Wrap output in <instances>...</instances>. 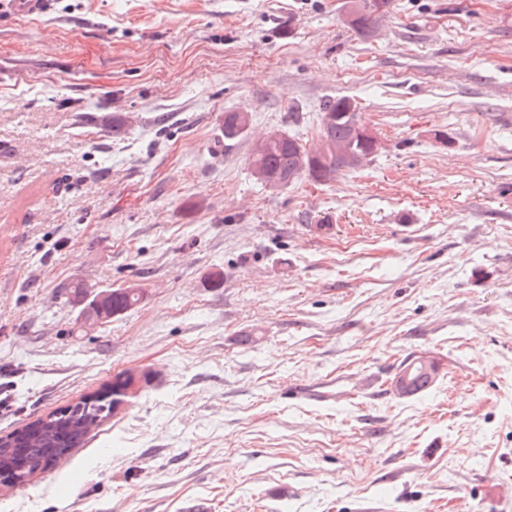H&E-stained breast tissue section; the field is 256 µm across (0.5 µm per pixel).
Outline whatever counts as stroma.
Wrapping results in <instances>:
<instances>
[{
  "label": "stroma",
  "mask_w": 512,
  "mask_h": 512,
  "mask_svg": "<svg viewBox=\"0 0 512 512\" xmlns=\"http://www.w3.org/2000/svg\"><path fill=\"white\" fill-rule=\"evenodd\" d=\"M349 7L0 6V437L142 374L0 512H512V0H392L368 38ZM342 96L376 155L254 179ZM77 282L143 299L88 331ZM10 11L17 15L42 16L49 12L52 0H6ZM419 359L416 363V357L412 356L407 359L400 367L398 372H396L394 376V380L391 381V391L399 394L405 395L406 385H407V377L405 375L404 370L408 371V391L406 396H415L418 395L428 389H430L436 382L438 377V373L434 372L432 375L425 372L430 371L431 369H437L436 361L427 354H422L418 356ZM422 364V366L420 364ZM402 372V373H401Z\"/></svg>",
  "instance_id": "obj_1"
}]
</instances>
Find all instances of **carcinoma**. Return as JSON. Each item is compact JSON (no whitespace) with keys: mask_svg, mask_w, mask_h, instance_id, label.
<instances>
[{"mask_svg":"<svg viewBox=\"0 0 512 512\" xmlns=\"http://www.w3.org/2000/svg\"><path fill=\"white\" fill-rule=\"evenodd\" d=\"M355 6L358 9V17L350 22V26L359 34L368 36L374 31L377 19L386 14L389 0H357ZM347 101L346 97L328 98L323 101L321 134L348 151L362 153L365 146L355 133V128L361 120L358 113L343 111ZM241 134L243 130L240 113H225L224 139L233 140ZM302 148L304 145L283 132L268 140L262 151L252 153L250 166L253 169H261L267 180L272 183H286L290 176L295 182L304 176L317 180L325 172L334 176L343 171L340 160L332 151L321 154L322 161L319 162L318 168H310L305 172L298 171V150ZM404 370L408 371L409 397L430 389L438 377L436 372H425L422 366L416 363L414 356L399 367V371ZM126 382L127 378L118 375L112 380V393L86 396L70 406L66 413H51L37 419V422L41 423L40 427L6 446L0 444V454L8 453L21 461V471L18 473L20 477L33 469L46 471L84 441L90 425H97L112 415V396L118 394Z\"/></svg>","mask_w":512,"mask_h":512,"instance_id":"1","label":"carcinoma"}]
</instances>
